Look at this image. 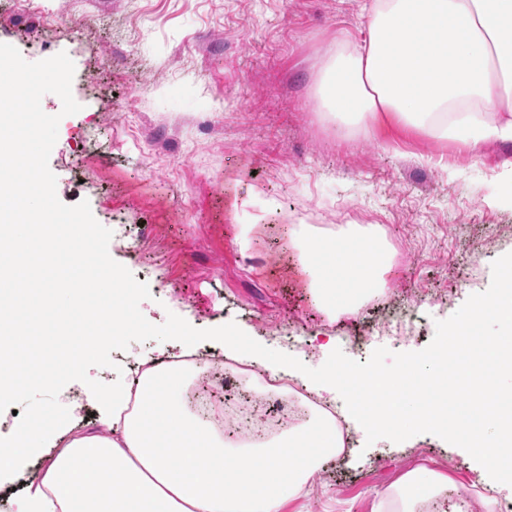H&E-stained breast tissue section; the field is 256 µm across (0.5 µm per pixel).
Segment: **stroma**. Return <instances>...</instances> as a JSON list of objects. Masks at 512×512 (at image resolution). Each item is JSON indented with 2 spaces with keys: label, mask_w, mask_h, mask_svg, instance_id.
<instances>
[{
  "label": "stroma",
  "mask_w": 512,
  "mask_h": 512,
  "mask_svg": "<svg viewBox=\"0 0 512 512\" xmlns=\"http://www.w3.org/2000/svg\"><path fill=\"white\" fill-rule=\"evenodd\" d=\"M369 0H0V43L29 62L67 53L77 114L60 115L49 167L61 202L88 201L104 227L124 224L109 253L151 293L140 309L197 329L228 322L281 352L273 336L317 337L297 363L321 377L330 360L396 368L448 342L457 312L493 298L512 259V142L471 151L387 113L348 133L311 91L338 40L361 42ZM334 230L375 224L393 257V296L422 301V335L355 355L382 320L376 300L328 318L288 244L286 215ZM248 234L249 248L239 237ZM335 344H328V337ZM410 467L446 472L459 491L480 475L442 435L398 447L369 430L344 462L325 465L311 496L284 512H372Z\"/></svg>",
  "instance_id": "35a3bbf8"
}]
</instances>
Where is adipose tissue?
I'll use <instances>...</instances> for the list:
<instances>
[{
	"instance_id": "1",
	"label": "adipose tissue",
	"mask_w": 512,
	"mask_h": 512,
	"mask_svg": "<svg viewBox=\"0 0 512 512\" xmlns=\"http://www.w3.org/2000/svg\"><path fill=\"white\" fill-rule=\"evenodd\" d=\"M369 15L367 38L338 42L314 89L337 124L390 112L431 138L472 149L512 142V0H373ZM288 239L326 313L357 312L387 286L389 252L373 225L349 224L327 237L292 224ZM500 280L508 300L480 299L457 314L455 361L442 351L393 371L332 369L313 383L328 401L345 396L341 418L305 401L297 421L275 434L226 440L214 414L179 401L204 371L187 336L181 362L148 366L135 385L94 391L105 408L100 432L69 434L57 414L1 440L0 473L19 472L54 428L55 451L26 483L17 512H284L310 493L323 463L343 453V429L370 425L399 441L421 421L483 474L484 490L460 497L452 512H498L512 497V469L504 465L512 455V396L494 381L512 369V263ZM488 322L501 335H483ZM224 355L259 366L247 382L259 395L264 375L292 370L239 332L226 337ZM451 487L442 472L410 468L379 492L373 512H434Z\"/></svg>"
}]
</instances>
